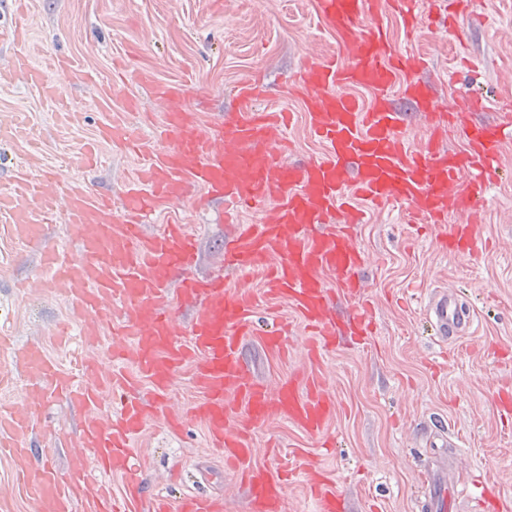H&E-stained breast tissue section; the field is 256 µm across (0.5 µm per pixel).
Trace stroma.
Listing matches in <instances>:
<instances>
[{"label":"stroma","mask_w":512,"mask_h":512,"mask_svg":"<svg viewBox=\"0 0 512 512\" xmlns=\"http://www.w3.org/2000/svg\"><path fill=\"white\" fill-rule=\"evenodd\" d=\"M21 21L36 54L59 55L51 74L56 100L19 82L0 83V123L23 118L36 163L62 167L66 179L111 190L120 197L136 158L100 143L93 171L69 166L81 143L93 137L114 105L128 94L142 101L131 123L151 138L162 106L144 86L114 79L115 60L151 72L162 82L185 84V103L209 121L230 108L236 88L262 77L273 98L283 96L307 54L329 52L335 39L316 29L310 0H0V28ZM463 40L424 31L407 43L398 19L390 21L394 47L425 54L439 78V101L475 92L494 101L512 90V0H475L457 21ZM81 114L66 124L64 113ZM503 179L487 192L481 241L467 257L438 251L431 233L406 224L392 205L371 211L357 225L363 271L377 334L366 346L346 344L321 367L337 402L324 436H311L279 418L255 437L258 464L271 463L269 440L285 450L304 449L327 472L348 512H425L419 475L436 458L448 463L458 512H475L466 495L482 477L512 498V420L497 405L512 383V144L505 146ZM176 214L195 235L194 272L209 275L220 263L227 227L201 188L181 198ZM40 247L0 238V356L26 344L42 345L68 365L54 331L72 318L63 292L41 285ZM452 290L474 314L465 336L439 341L426 320L425 299ZM260 330L291 323L287 353L247 340L243 355L253 373L277 386L311 362L303 328L287 299L270 300L257 313ZM83 415L50 401L40 420L38 445L67 471ZM144 496L176 500L201 491L224 501V512H246V491L223 457L208 446L203 426L187 420L179 433L149 419L133 443Z\"/></svg>","instance_id":"35a3bbf8"}]
</instances>
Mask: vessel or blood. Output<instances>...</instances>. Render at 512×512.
Instances as JSON below:
<instances>
[{
  "instance_id": "b4317fda",
  "label": "vessel or blood",
  "mask_w": 512,
  "mask_h": 512,
  "mask_svg": "<svg viewBox=\"0 0 512 512\" xmlns=\"http://www.w3.org/2000/svg\"><path fill=\"white\" fill-rule=\"evenodd\" d=\"M472 0H311L312 12L336 39L333 52L306 59L291 94L301 104L312 138L322 144L315 157L282 159L290 146L294 113L266 103L259 82L242 83L229 112L203 123L185 104V86L151 85L163 108L154 143L133 131L128 118L137 107L124 99L99 130L101 140L126 147L138 167L120 200L87 187H74L55 170L39 174L17 169L0 189V228L19 244L41 242L57 209H65L74 252L50 246L43 277L63 289L74 327H62L63 344L87 345L102 333L114 334L112 359L101 364L79 358L63 368L41 345L17 352L31 382L22 404L0 406V456L8 458L20 492L39 512H139L136 499L117 496L108 483L124 475L139 483L130 451L148 415L167 416V389L183 366L193 368L201 397L191 407L203 423L208 445L239 468L249 496V512H281L286 477L311 489L313 512H345L333 481L296 453L277 454L274 465L254 461L252 434L280 417L311 434L323 433L336 401L322 377L308 372L268 388L246 367L244 342L259 336L256 298L230 290L225 271L266 275V293L287 298L308 333L307 351L322 363L341 338L374 335L375 323L362 281L364 255L355 227L366 208L407 206L411 224L428 227L440 250L473 252L480 240L481 202L502 174L501 150L512 142V94L497 105L494 121L478 120L488 102L473 93L440 105L423 73L426 57L397 51L388 17L403 24L407 40L423 30L447 32L449 15H464ZM55 60L33 63L18 55L9 71L49 100ZM426 117L429 144L418 149L405 137L412 113ZM459 135L462 149L444 146ZM201 187L224 208L231 233L224 240L221 269L193 275L196 238L170 217V204L187 189ZM246 210L261 211L245 224ZM166 215L152 235L148 219ZM335 273L328 286L326 273ZM195 307L188 328H180L178 306ZM433 333L448 339L469 330L473 316L457 294L437 297L428 307ZM61 396L84 413L80 451L62 477L32 442L46 400ZM429 512H447L454 490L447 479L427 471L421 477ZM148 512H224L216 500L185 495L177 508L155 496Z\"/></svg>"
}]
</instances>
